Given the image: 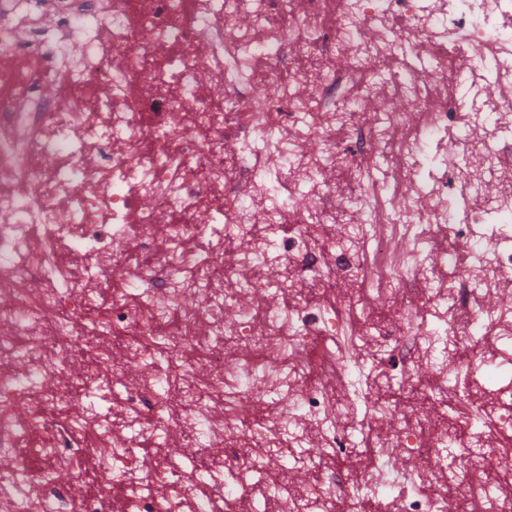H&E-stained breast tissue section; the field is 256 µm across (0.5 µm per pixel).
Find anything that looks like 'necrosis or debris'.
<instances>
[{
    "label": "necrosis or debris",
    "mask_w": 512,
    "mask_h": 512,
    "mask_svg": "<svg viewBox=\"0 0 512 512\" xmlns=\"http://www.w3.org/2000/svg\"><path fill=\"white\" fill-rule=\"evenodd\" d=\"M396 18L410 23L405 38L392 35ZM76 39L84 64L69 68ZM183 46L199 57L181 55ZM420 52L438 84L423 85L410 69ZM463 56L483 67L452 79ZM377 58L385 66L372 80ZM22 61L30 69L0 89V170L43 193L25 202L0 194V402L16 397L7 366L42 354L31 325L65 323L75 333L59 337L51 360L62 367L86 357L90 385L126 382L127 405L149 427L128 437L116 418L88 447L61 419L71 381L31 396L26 416H0V447L16 454L42 434L45 450L39 466L12 468L22 493L0 496V512H112L115 458L133 476L124 487L130 512H193L199 498L248 512L257 486L247 473L289 447L283 437L272 449L261 441L279 417L315 426L325 461L315 484L280 482L270 512H300L306 498L322 512H512V353L489 345L512 336V0H0V64ZM219 71L216 103L206 80ZM47 79L65 96H45ZM348 80L368 98L393 93L396 110L339 111ZM489 82L501 94L469 106L471 90ZM252 83L262 91L255 107L244 94ZM454 129L468 132L470 163L452 196L447 174L426 180L421 170L432 158L447 166L432 148ZM314 140L327 144L326 155L310 150ZM372 154L389 160V180L413 184L419 197L402 193L386 206L371 202L362 182L335 181L336 170ZM83 180L94 193H79ZM259 180L263 210L249 191ZM490 181L502 187L493 198L482 191ZM340 194L368 201L372 252L323 248L327 226L342 221ZM145 198L150 208L135 209ZM203 201L237 225L232 248L215 225L172 223ZM261 211L273 235L253 232ZM402 243L409 263L399 270L391 253ZM449 261L459 275L447 287L435 273ZM272 263L298 307L281 306L263 284ZM139 280L152 289L136 297ZM102 290L108 298L96 302ZM374 292L393 298L380 318L368 312ZM326 300L372 323L352 350L326 347L337 333ZM423 313L440 330L424 329ZM161 332L169 338L162 383L130 379L153 370L150 341ZM378 347L408 370L426 362L427 390L396 400L372 389L361 397L371 412L352 416L351 395L329 392L321 379L347 378L354 349ZM259 384L276 392L274 407L241 414L236 403L252 400ZM452 394L463 407L451 418ZM347 415L374 453L371 466L342 473L353 448L336 420ZM156 426L204 437L197 465L214 479L174 478L164 453L142 462L139 441ZM476 438L478 460L431 466L437 448ZM395 448L410 462L396 494L387 490ZM87 452L100 459L97 491L68 497L50 476ZM491 481L505 492L478 510L474 492Z\"/></svg>",
    "instance_id": "4bbe7bcc"
}]
</instances>
